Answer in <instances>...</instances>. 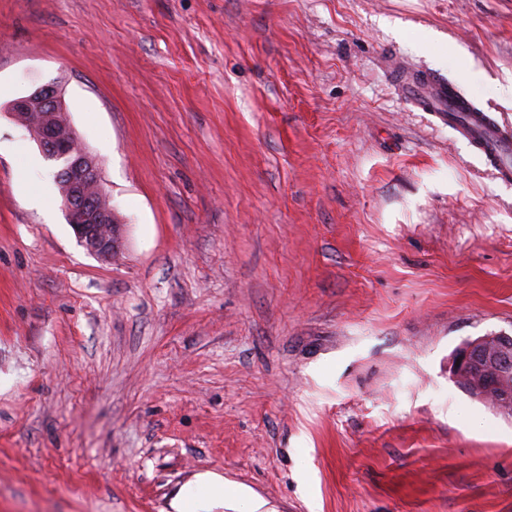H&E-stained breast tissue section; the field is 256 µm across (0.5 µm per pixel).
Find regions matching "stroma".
Returning a JSON list of instances; mask_svg holds the SVG:
<instances>
[{
	"mask_svg": "<svg viewBox=\"0 0 512 512\" xmlns=\"http://www.w3.org/2000/svg\"><path fill=\"white\" fill-rule=\"evenodd\" d=\"M391 59L512 124V0H0V105L59 83L123 226L0 113V512H512L450 376L512 334V185Z\"/></svg>",
	"mask_w": 512,
	"mask_h": 512,
	"instance_id": "1",
	"label": "stroma"
}]
</instances>
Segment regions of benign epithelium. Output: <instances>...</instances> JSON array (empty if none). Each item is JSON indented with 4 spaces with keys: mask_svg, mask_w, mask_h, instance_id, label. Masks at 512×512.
<instances>
[{
    "mask_svg": "<svg viewBox=\"0 0 512 512\" xmlns=\"http://www.w3.org/2000/svg\"><path fill=\"white\" fill-rule=\"evenodd\" d=\"M58 86L45 84L8 105L9 115L36 140L44 158L57 166V179L72 191L61 199L67 224L92 255L110 258L122 243L121 225L104 204L105 189L96 159L83 150ZM451 377L473 398L512 416V335L490 333L465 342L455 353Z\"/></svg>",
    "mask_w": 512,
    "mask_h": 512,
    "instance_id": "7a95c632",
    "label": "benign epithelium"
}]
</instances>
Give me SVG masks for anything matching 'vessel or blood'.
<instances>
[{
    "instance_id": "vessel-or-blood-1",
    "label": "vessel or blood",
    "mask_w": 512,
    "mask_h": 512,
    "mask_svg": "<svg viewBox=\"0 0 512 512\" xmlns=\"http://www.w3.org/2000/svg\"><path fill=\"white\" fill-rule=\"evenodd\" d=\"M392 75L400 92L426 112L455 125L471 147L494 167L500 181L512 183V126L492 119L440 78L423 72H410L394 65Z\"/></svg>"
}]
</instances>
